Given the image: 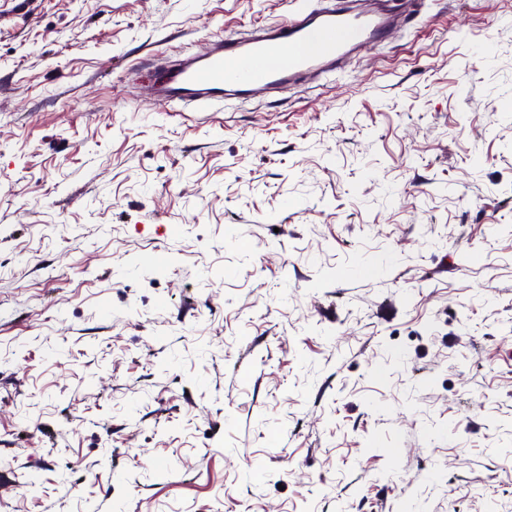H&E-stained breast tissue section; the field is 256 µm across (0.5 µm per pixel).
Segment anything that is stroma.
Here are the masks:
<instances>
[{
  "label": "stroma",
  "mask_w": 512,
  "mask_h": 512,
  "mask_svg": "<svg viewBox=\"0 0 512 512\" xmlns=\"http://www.w3.org/2000/svg\"><path fill=\"white\" fill-rule=\"evenodd\" d=\"M310 3L0 0L8 512H512V0L145 94Z\"/></svg>",
  "instance_id": "1"
}]
</instances>
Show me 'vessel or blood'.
<instances>
[{
  "mask_svg": "<svg viewBox=\"0 0 512 512\" xmlns=\"http://www.w3.org/2000/svg\"><path fill=\"white\" fill-rule=\"evenodd\" d=\"M395 18L387 0H317L246 38L219 39L166 68L148 86L161 101L220 103L287 87L339 69L385 39Z\"/></svg>",
  "mask_w": 512,
  "mask_h": 512,
  "instance_id": "obj_1",
  "label": "vessel or blood"
}]
</instances>
